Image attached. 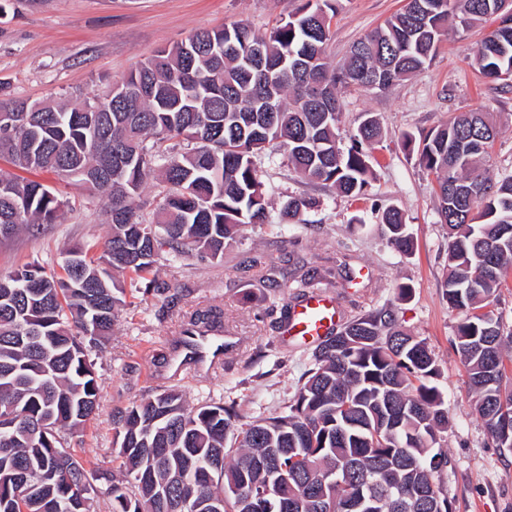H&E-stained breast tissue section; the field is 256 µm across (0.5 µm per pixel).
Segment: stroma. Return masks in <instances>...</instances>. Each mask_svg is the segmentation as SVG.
<instances>
[{"mask_svg": "<svg viewBox=\"0 0 512 512\" xmlns=\"http://www.w3.org/2000/svg\"><path fill=\"white\" fill-rule=\"evenodd\" d=\"M302 0H0V100L80 102L103 94L157 51L195 32L240 19L265 32L288 18ZM403 0H338L327 52L341 63L351 46L400 10ZM494 22L467 33L448 32L431 65L386 92L342 90L343 132L374 116L384 136L370 151L373 176L363 195L347 198L302 180L279 152L261 158L273 201L316 198L296 224L246 228L213 263H181L160 256L147 289L129 290L111 336L91 356L101 376L96 419L68 435L70 447L96 474L90 512H111L106 488L117 475L112 418L134 400L178 387L189 405L235 403L245 417L268 415L292 399L307 369L311 344L284 335L283 314L300 302L294 281L303 268L323 277L321 292L334 299L341 321L381 307L426 339L439 369L448 430V467L437 480L453 512H512V454H501L474 412L467 372L452 346L459 320L441 288L448 231L436 214V183L401 145L458 113H494L500 128L486 173L512 174V86L487 81L474 57ZM65 206L59 223L32 226L0 241V273L31 261L58 269L69 248L103 242L108 233L102 201L82 186L37 172ZM395 206L414 239L411 254L395 252L381 215ZM411 289L400 299L399 286ZM222 313L212 336L222 355L188 360L183 346L190 314Z\"/></svg>", "mask_w": 512, "mask_h": 512, "instance_id": "35a3bbf8", "label": "stroma"}]
</instances>
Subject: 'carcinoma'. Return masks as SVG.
Wrapping results in <instances>:
<instances>
[{"label":"carcinoma","mask_w":512,"mask_h":512,"mask_svg":"<svg viewBox=\"0 0 512 512\" xmlns=\"http://www.w3.org/2000/svg\"><path fill=\"white\" fill-rule=\"evenodd\" d=\"M335 0H305L264 33L243 21L194 33L161 50L104 97L79 104L16 100L0 113L21 116L0 127V157L23 170L71 178L96 174L109 215L103 243L66 252L61 273L38 261L0 276V512H89L93 475L65 446L99 409V379L84 338L112 333L125 285L161 253L221 261L251 224H288L315 205L290 196L272 217L260 170L275 147L305 180L359 197L368 184L364 146L381 140L366 117L340 147L341 90L386 91L434 60L448 30L488 19L497 28L476 54L480 72L505 81L512 71V15L499 0H405L403 9L354 43L345 62L327 61ZM264 60L253 61L254 46ZM497 129L489 114L464 112L448 123L405 133L402 147L435 177L440 223L448 229V307L461 315L454 346L468 369V394L493 444L512 452V385H504V331L492 309L512 273V175L475 173ZM163 184L153 219L139 215L151 175ZM64 202L40 182L0 178V225L59 222ZM382 224L390 246L410 254L402 211ZM216 312L191 316L187 336L200 346ZM434 355L425 339L376 309L320 340L284 410L244 421L232 405L193 407L170 388L131 403L113 418L119 476L107 489L112 512H452L442 493L422 503L448 466V421Z\"/></svg>","instance_id":"1"}]
</instances>
